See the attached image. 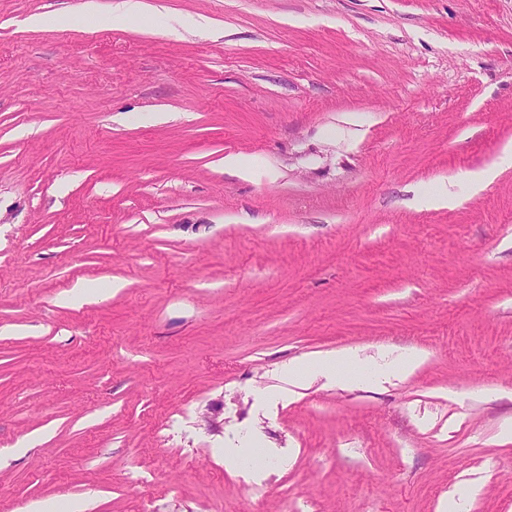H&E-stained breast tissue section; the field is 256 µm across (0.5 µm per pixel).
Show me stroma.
Returning <instances> with one entry per match:
<instances>
[{
    "instance_id": "obj_1",
    "label": "stroma",
    "mask_w": 512,
    "mask_h": 512,
    "mask_svg": "<svg viewBox=\"0 0 512 512\" xmlns=\"http://www.w3.org/2000/svg\"><path fill=\"white\" fill-rule=\"evenodd\" d=\"M85 2L0 0V512H512V0ZM139 4L135 0H124L123 2L115 5L109 12L100 15V22H110L113 25H121L127 22L133 15L136 14ZM510 167H512V150L506 147L491 166L471 176L470 180L474 191L482 190L487 184L492 182L499 169ZM342 359L344 360H336L335 355H324L294 361L286 369L288 381L294 385L304 384L312 376L320 374L332 378L337 385L349 386L367 385L374 378V374L370 372L373 367L361 362L359 356L353 355ZM345 360L358 365L360 370L357 373H351L348 369L339 368Z\"/></svg>"
}]
</instances>
